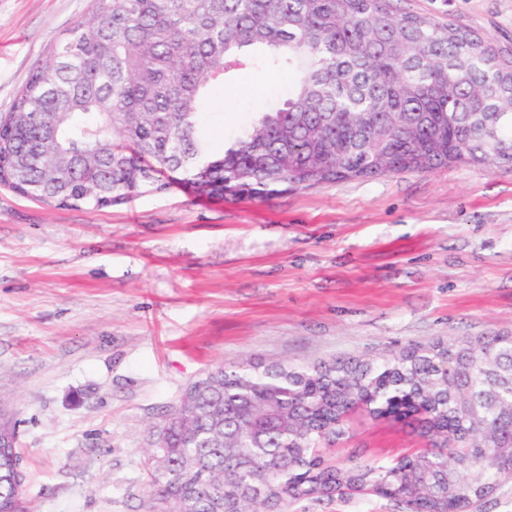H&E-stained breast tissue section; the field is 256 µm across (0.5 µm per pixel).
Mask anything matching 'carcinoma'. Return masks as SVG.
Here are the masks:
<instances>
[{"mask_svg": "<svg viewBox=\"0 0 512 512\" xmlns=\"http://www.w3.org/2000/svg\"><path fill=\"white\" fill-rule=\"evenodd\" d=\"M395 0H93L0 120V184L101 209L184 185L199 197L288 190L449 163L512 165V51ZM288 97L217 149L199 104L255 52ZM158 429L146 512H288L374 495L403 512H470L512 480V333L410 344L373 361L222 365ZM433 438L339 467L349 416ZM0 410V512L26 476Z\"/></svg>", "mask_w": 512, "mask_h": 512, "instance_id": "1", "label": "carcinoma"}]
</instances>
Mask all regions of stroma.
<instances>
[{"label":"stroma","mask_w":512,"mask_h":512,"mask_svg":"<svg viewBox=\"0 0 512 512\" xmlns=\"http://www.w3.org/2000/svg\"><path fill=\"white\" fill-rule=\"evenodd\" d=\"M90 0H0V117ZM512 48V0H401ZM288 95L250 64L201 105L215 145ZM512 332V166L452 163L266 199L174 188L98 210L0 187V405L19 422L30 512H143L149 450L215 366L379 358ZM426 437L350 418L336 464ZM288 512H398L375 496Z\"/></svg>","instance_id":"1"}]
</instances>
